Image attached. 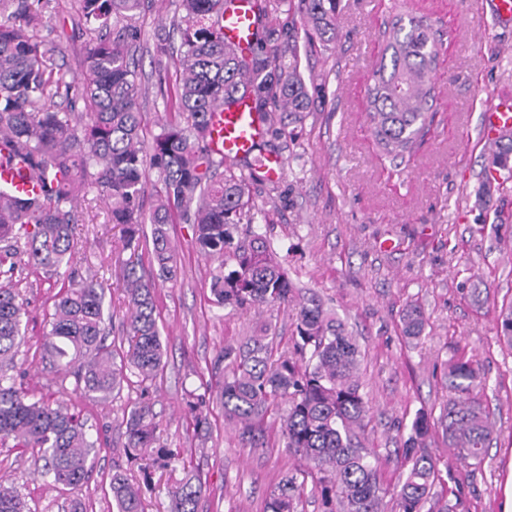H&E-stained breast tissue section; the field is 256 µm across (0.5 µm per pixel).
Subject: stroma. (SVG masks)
Returning <instances> with one entry per match:
<instances>
[{"instance_id":"obj_1","label":"stroma","mask_w":512,"mask_h":512,"mask_svg":"<svg viewBox=\"0 0 512 512\" xmlns=\"http://www.w3.org/2000/svg\"><path fill=\"white\" fill-rule=\"evenodd\" d=\"M431 18L443 43L436 77L441 120L414 162L392 174L375 157L367 128L365 89L380 49V27L396 0H341L336 42L299 40L300 70L311 99L309 112L292 126V138L267 135L264 152L288 159L276 181L257 172L248 183L257 208L241 225L238 241L262 234L279 255L296 293L316 295L357 338L365 354L360 391L372 409L370 446L386 460L389 479L407 467L402 453L418 412L439 417L449 392L444 367L473 355L486 378L480 395L495 434L482 463L451 461L441 431L428 440L452 471L437 492L451 512H512V350L498 339L495 310L512 301V180L480 194L493 145L480 144L489 100H512V22L496 21L487 0H409ZM170 0H151L137 24L142 40L134 58L143 72L141 110L148 134L159 133L165 99L153 61L156 36L167 34ZM77 0H51L36 37L56 72H81L86 40L78 33ZM300 0H277L263 16L259 44L284 46L289 28H302ZM76 249L80 276H93L113 311L110 338L127 342L124 249L106 206L88 192L78 208ZM178 257L176 281L158 290L159 327L166 355L155 381L130 375L119 396L90 402L73 390V377L58 374L43 357L44 313L54 293L42 271L26 269L20 285L28 299L30 331L16 358L18 381L81 410L102 447L78 491L41 475L32 454L0 445V479L14 486L31 512H112L114 468L133 479L150 471L144 512H167L168 469L152 455L131 459L119 421L130 404L152 403L159 424L156 445L184 448L202 484L200 512H266L279 480L300 467L278 433L266 447L242 449L224 419L214 363L225 345L269 333L278 350L292 345L293 312L222 309L209 283L221 257L199 252L187 224L171 229ZM480 291L475 304L472 291ZM416 301L428 326L418 342L400 333V311ZM204 396L200 415L190 414V394Z\"/></svg>"}]
</instances>
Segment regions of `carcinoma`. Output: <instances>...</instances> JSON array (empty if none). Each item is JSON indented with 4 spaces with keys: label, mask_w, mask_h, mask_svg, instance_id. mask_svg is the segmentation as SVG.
<instances>
[{
    "label": "carcinoma",
    "mask_w": 512,
    "mask_h": 512,
    "mask_svg": "<svg viewBox=\"0 0 512 512\" xmlns=\"http://www.w3.org/2000/svg\"><path fill=\"white\" fill-rule=\"evenodd\" d=\"M145 0H79L89 48L81 73L54 76L47 50L35 38L42 24V0H0V10L15 6L19 23L0 24V136L11 155L39 177L41 194L20 202L0 190V442L31 449L44 460L53 483L82 486L97 441L86 420L62 403H51L16 383L10 371L28 330V302L17 288L23 267L42 270L60 282L52 296L43 352L49 363L74 377V391L95 402L120 393L130 369L153 380L164 366L165 347L156 315V281L177 278L170 227L189 224L198 248L208 254L231 252L235 269L212 273L210 294L219 307L294 304L292 348L274 353L272 342L255 336L243 347L226 346L220 400L224 419L238 428L241 443L267 444L266 415L288 398L279 432L285 447L307 468L285 475L271 492L269 512H297L307 477L315 476L322 512H433L437 461L426 440L442 428L453 455L480 460L493 427L477 399L480 369L465 354L447 365L450 397L436 420L419 413L410 425L404 453L411 466L397 483L365 445L370 407L360 394L362 353L344 325L311 298L295 301L288 275L260 235L234 243V234L252 209L244 176L219 173L225 160L209 147V119L219 104L241 98L271 127L275 113L302 116L309 111L306 83L296 45L288 59L279 48L241 56L224 43L225 0H171L172 31L180 40L159 37L153 57L165 86L167 121L152 142L144 140L140 83L131 49L141 30L128 23ZM305 23L325 42H336L340 0H301ZM383 49L375 58L366 89L367 119L380 156L394 170L409 164L436 113L431 80L442 43L428 19L399 10L380 31ZM81 98L91 111L77 115L56 110L53 98ZM493 164L512 173V133L495 142ZM160 187L148 213L141 199L151 173ZM109 201V217L121 227L124 248L133 252L151 239V265L157 278L127 272L129 348L106 344L105 292L98 280L75 281L74 233L77 203L86 186ZM423 307L407 304L401 315L404 336L418 341L426 328ZM499 341L512 349V303L497 311ZM127 450L146 452L156 441V414L141 401L123 415ZM116 512H144L141 487L126 473L111 479ZM202 486L185 476L169 490L168 512H198ZM0 512H29L12 486L0 482Z\"/></svg>",
    "instance_id": "1"
}]
</instances>
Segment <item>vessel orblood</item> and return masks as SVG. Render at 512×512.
Here are the masks:
<instances>
[{
    "label": "vessel or blood",
    "mask_w": 512,
    "mask_h": 512,
    "mask_svg": "<svg viewBox=\"0 0 512 512\" xmlns=\"http://www.w3.org/2000/svg\"><path fill=\"white\" fill-rule=\"evenodd\" d=\"M256 28L255 0H231L224 15V39L242 54H249ZM214 153L226 160L248 159L264 140L267 130L251 109L249 100L218 106L211 114ZM512 131V104L503 102L486 110L482 143ZM0 190L24 200L40 193L41 183L22 163L0 164Z\"/></svg>",
    "instance_id": "1"
}]
</instances>
